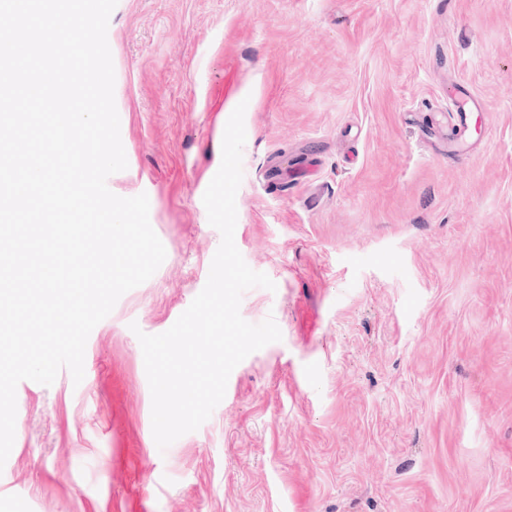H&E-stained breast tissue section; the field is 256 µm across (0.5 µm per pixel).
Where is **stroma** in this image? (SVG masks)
<instances>
[{
	"label": "stroma",
	"mask_w": 512,
	"mask_h": 512,
	"mask_svg": "<svg viewBox=\"0 0 512 512\" xmlns=\"http://www.w3.org/2000/svg\"><path fill=\"white\" fill-rule=\"evenodd\" d=\"M128 166L166 259L90 333L84 378L17 386L0 512H512V0H118ZM480 100L448 153L449 95ZM247 101L235 244L282 339L158 450L138 333L221 235L203 195Z\"/></svg>",
	"instance_id": "35a3bbf8"
}]
</instances>
